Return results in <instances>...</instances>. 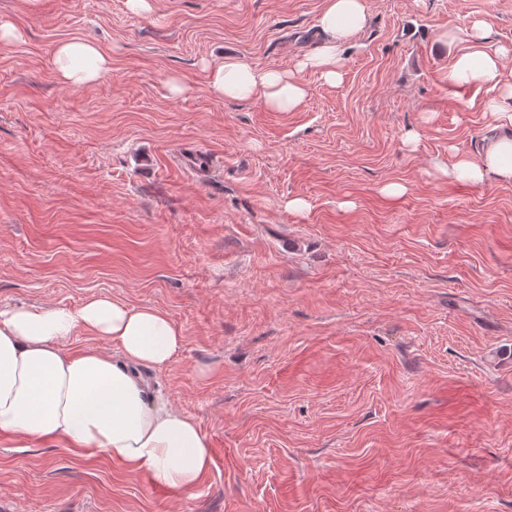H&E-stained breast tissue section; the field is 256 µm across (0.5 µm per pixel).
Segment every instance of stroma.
Here are the masks:
<instances>
[{
    "instance_id": "stroma-1",
    "label": "stroma",
    "mask_w": 512,
    "mask_h": 512,
    "mask_svg": "<svg viewBox=\"0 0 512 512\" xmlns=\"http://www.w3.org/2000/svg\"><path fill=\"white\" fill-rule=\"evenodd\" d=\"M323 5L0 0V305L165 312L184 344L139 373L212 453L181 491L0 436V512H512V184L442 174L490 123L454 38L512 49V0H366L297 112L210 92L209 61L312 52ZM75 39L112 58L80 89ZM110 59L92 42L68 40L55 49V68L63 85L79 88L99 79L110 69Z\"/></svg>"
}]
</instances>
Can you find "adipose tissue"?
Segmentation results:
<instances>
[{
    "instance_id": "1",
    "label": "adipose tissue",
    "mask_w": 512,
    "mask_h": 512,
    "mask_svg": "<svg viewBox=\"0 0 512 512\" xmlns=\"http://www.w3.org/2000/svg\"><path fill=\"white\" fill-rule=\"evenodd\" d=\"M365 21L364 0H326L318 19L320 44L293 68L259 69L227 56L209 65V88L215 96L256 100L271 111H298L308 96L302 73L329 84L340 80ZM511 55L480 25L454 55L450 82L490 88L477 106L491 118V137L478 160L462 158L448 168L449 180L512 184V79L503 66ZM110 65L88 41L68 40L55 49L57 77L71 88L95 82ZM79 328L112 342L117 356L66 351L64 342ZM182 345V333L166 313L106 296L90 297L76 310L0 306V435L60 442L74 455L101 454L149 474L157 485L191 490L212 463L209 441L192 416L153 394L137 372L165 367Z\"/></svg>"
}]
</instances>
